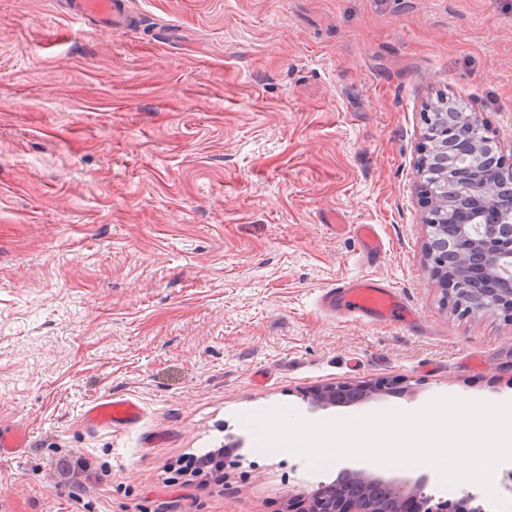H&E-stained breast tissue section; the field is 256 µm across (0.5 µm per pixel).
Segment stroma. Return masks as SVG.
Listing matches in <instances>:
<instances>
[{"mask_svg":"<svg viewBox=\"0 0 512 512\" xmlns=\"http://www.w3.org/2000/svg\"><path fill=\"white\" fill-rule=\"evenodd\" d=\"M127 2L131 32L0 0V427L30 437L0 512H295L323 478L244 415L345 381L399 392L318 420L512 400V319L432 277L417 168L444 98L512 165V0ZM357 277L408 325L319 308ZM111 394L136 427L85 421ZM349 229L363 242L367 255L374 261L381 257V239L373 224H349Z\"/></svg>","mask_w":512,"mask_h":512,"instance_id":"stroma-1","label":"stroma"}]
</instances>
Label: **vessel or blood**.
<instances>
[{
	"label": "vessel or blood",
	"instance_id": "1",
	"mask_svg": "<svg viewBox=\"0 0 512 512\" xmlns=\"http://www.w3.org/2000/svg\"><path fill=\"white\" fill-rule=\"evenodd\" d=\"M70 11L80 20H103L124 27L130 23L122 0H71ZM352 230L363 242L367 255L372 260H379L381 239L374 225L356 224ZM335 297L341 310L362 317L391 321L399 315L401 309L398 294L389 285L374 278H355L337 283ZM86 417L97 426L128 429L140 422L142 408L132 399L110 395L91 405ZM24 440L22 431H1L0 460L15 458L19 449L23 448Z\"/></svg>",
	"mask_w": 512,
	"mask_h": 512
}]
</instances>
